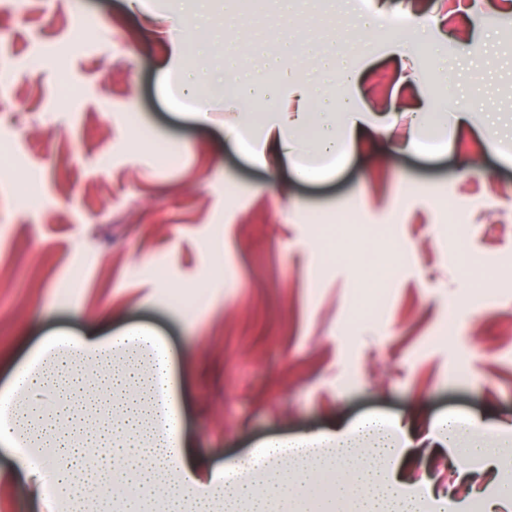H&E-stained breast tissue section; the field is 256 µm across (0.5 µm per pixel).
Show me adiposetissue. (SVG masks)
<instances>
[{
    "instance_id": "obj_1",
    "label": "adipose tissue",
    "mask_w": 512,
    "mask_h": 512,
    "mask_svg": "<svg viewBox=\"0 0 512 512\" xmlns=\"http://www.w3.org/2000/svg\"><path fill=\"white\" fill-rule=\"evenodd\" d=\"M336 69L334 119L268 113L244 147L253 161L293 158L304 148L345 156L378 130L356 68ZM177 356L155 329L45 336L0 387V495L24 485L36 506L66 512H426L392 469L418 436L449 443L459 424L444 416L418 433L398 418L370 414L330 430L272 436L250 454L209 464L188 437Z\"/></svg>"
}]
</instances>
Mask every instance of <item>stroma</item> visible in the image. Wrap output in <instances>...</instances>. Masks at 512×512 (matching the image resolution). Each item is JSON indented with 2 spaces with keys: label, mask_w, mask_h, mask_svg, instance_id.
<instances>
[{
  "label": "stroma",
  "mask_w": 512,
  "mask_h": 512,
  "mask_svg": "<svg viewBox=\"0 0 512 512\" xmlns=\"http://www.w3.org/2000/svg\"><path fill=\"white\" fill-rule=\"evenodd\" d=\"M356 3L0 0V383L51 331L147 324L179 356L185 429L216 462L368 413L512 425V164L480 146L512 141V0ZM364 12L418 26L411 52L432 53L408 79L389 31L352 47L366 105L387 111L392 92L400 111L452 113L453 74L473 126L429 127L419 152L394 148L402 127L377 132L303 180L225 138L222 88L201 125L161 77L172 17L193 14L185 72L216 78L230 55L249 78L280 55L273 90L320 99L334 74L306 47L334 53ZM340 210L356 223L325 238ZM377 291L380 313L361 318ZM400 469L425 471L455 512L512 478L460 474L435 448Z\"/></svg>",
  "instance_id": "35a3bbf8"
}]
</instances>
